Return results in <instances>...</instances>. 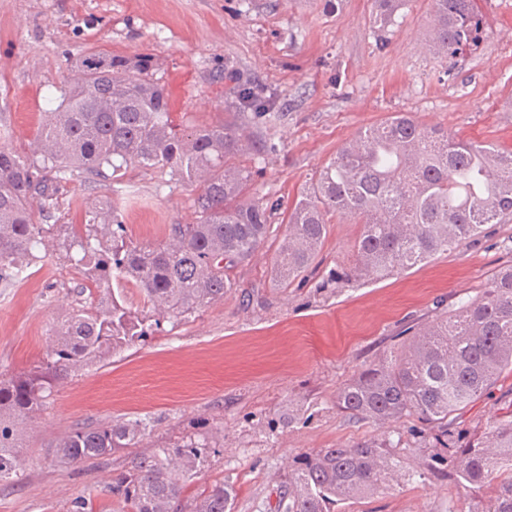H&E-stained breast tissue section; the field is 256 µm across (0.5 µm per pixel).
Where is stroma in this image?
I'll return each instance as SVG.
<instances>
[{"instance_id": "obj_1", "label": "stroma", "mask_w": 512, "mask_h": 512, "mask_svg": "<svg viewBox=\"0 0 512 512\" xmlns=\"http://www.w3.org/2000/svg\"><path fill=\"white\" fill-rule=\"evenodd\" d=\"M435 0H404L388 31L374 0H0V142L28 155L45 110L77 58L91 49L151 54L176 122L238 118L232 80L277 93L274 145L251 190L286 211L361 129L401 112L428 127L512 149V0H476L475 43L451 58L435 53ZM195 186L153 169L129 168L120 183L73 177L53 212L82 223L86 208L117 206L124 235L157 243L169 224L194 219ZM360 231L333 223L305 280L281 286L270 274L275 242L236 271L237 286L188 318L79 369L22 436V467L0 482V512H69L78 496L102 504L125 457L93 466L55 460L51 447L77 427L152 418L149 451L186 432L215 445L190 485L236 487L234 512H267L279 476L302 452L382 437L370 421L338 413V388L397 339L475 295L491 270L512 264V221L485 225L458 249L375 281L352 276ZM340 272L328 280L329 271ZM82 279L44 254L22 286L0 292V379L45 353L53 321L70 309L58 284ZM512 408V375L459 416L472 433ZM297 423L286 424L287 410ZM465 512V493L416 476L346 512Z\"/></svg>"}]
</instances>
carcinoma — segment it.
I'll return each instance as SVG.
<instances>
[{
    "label": "carcinoma",
    "instance_id": "cac0c4a2",
    "mask_svg": "<svg viewBox=\"0 0 512 512\" xmlns=\"http://www.w3.org/2000/svg\"><path fill=\"white\" fill-rule=\"evenodd\" d=\"M399 0H377L383 31ZM474 0H435L433 48L455 56L475 41ZM56 108L43 113L31 156L0 143V288H11L51 251L84 275L69 286L70 311L50 329L52 343L29 370L0 379V481L16 473L25 426L40 415L72 372L103 363L150 335L127 306L133 289L160 319L195 314L236 287L233 270L249 261L272 233L277 205L251 193L254 175L273 145L249 124L272 116L275 98L244 82L233 87L244 110L238 123L173 126L168 94L150 54L91 50L78 59ZM131 164L156 169L198 187L194 221L165 225L158 244L125 239L118 213L98 205L85 223L40 224L31 207L51 217L62 184L75 174L107 180ZM362 225L354 245L357 276L376 280L455 250L512 216V150L428 129L406 114L358 132L290 206L272 259L288 285L313 263L332 217ZM512 372V265L485 287L430 321L407 342L360 366L336 394V409L352 422L418 423L431 448L428 471L470 493L468 512H512V409L467 438L452 416ZM154 422L77 427L55 445L66 464L92 463L134 448ZM205 432H189L128 457L109 493L121 512H234L236 491L216 481L193 495L187 481L209 450ZM401 440L386 437L318 448L296 456L275 489L268 512H336L391 488L413 474L400 465ZM70 512H112L91 495Z\"/></svg>",
    "mask_w": 512,
    "mask_h": 512
}]
</instances>
